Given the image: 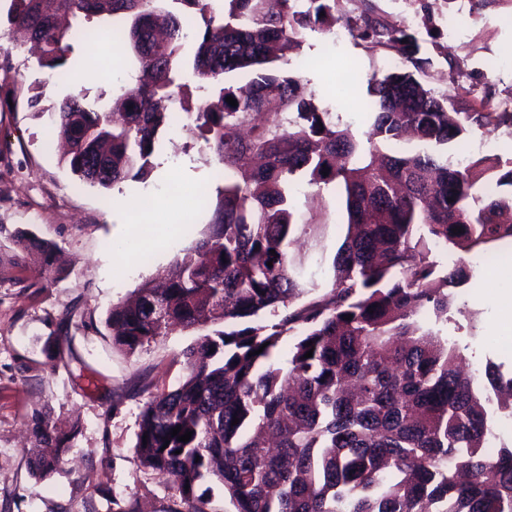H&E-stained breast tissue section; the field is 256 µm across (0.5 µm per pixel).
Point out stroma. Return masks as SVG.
I'll use <instances>...</instances> for the list:
<instances>
[{
	"label": "stroma",
	"mask_w": 512,
	"mask_h": 512,
	"mask_svg": "<svg viewBox=\"0 0 512 512\" xmlns=\"http://www.w3.org/2000/svg\"><path fill=\"white\" fill-rule=\"evenodd\" d=\"M433 33L423 27L421 0H341V10L358 17L372 7L381 18L417 36L421 57L430 61L422 82L448 97L459 112H512V0H430ZM455 23L458 34L449 36ZM339 40L306 31L288 68L333 114L339 127L366 143L367 81L382 75L388 52L373 50L337 23ZM112 55L120 67L104 70L98 57ZM126 48L108 23L92 20L86 41L71 56L68 81H46L30 53L0 52V512H171L170 483L144 470L135 453L139 415L151 393L177 386L182 353L198 338L177 328L134 355L114 346L106 318L112 304L129 296L157 270L168 267L208 229L213 206V168L195 139L180 128L158 145L156 167L143 181L126 180L103 189L82 183L60 159L48 117L27 109L30 89L39 85L52 103L84 93L108 109L120 84L134 81ZM358 74L343 82L345 69ZM512 149V126L472 128L453 157L481 158ZM181 188L171 207L149 212L147 204ZM298 212L323 213L328 224L321 245L332 258L343 241L347 214L333 191L315 195L304 181L293 191ZM165 224L169 238L155 242L119 277L112 241L126 227ZM57 247L52 268L41 265L34 244ZM501 260L475 268L456 290L464 315L446 332L464 348L466 368L483 372L487 362L512 372V350L501 348L512 333V241L491 247ZM46 416L65 440L60 468L37 479L29 472L30 425Z\"/></svg>",
	"instance_id": "1"
}]
</instances>
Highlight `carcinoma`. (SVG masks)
<instances>
[{"label": "carcinoma", "mask_w": 512, "mask_h": 512, "mask_svg": "<svg viewBox=\"0 0 512 512\" xmlns=\"http://www.w3.org/2000/svg\"><path fill=\"white\" fill-rule=\"evenodd\" d=\"M227 2L220 13L213 0H10L7 10L58 82L95 18L112 20L134 56L120 123L80 93L50 106L39 91L28 98L67 143L62 162L103 188L153 171L186 88L180 51L197 44L191 69L202 95L183 120L214 164L208 232L176 256L173 273L145 280L108 316L113 344L129 354L171 327L199 332L178 386L143 405L140 464L173 480L172 512H208L214 485L236 512H512V439L503 437L512 402L502 399L512 374L491 362L479 382L463 371L442 326L472 269L460 261L442 272L430 260L440 247L512 240V156L461 165L443 155L474 127L512 123V113L451 111L417 77L429 63L417 39L366 10L346 20L351 35L390 49L400 65L368 82L364 149L278 65L306 30L333 31L337 0ZM241 70L246 84H226ZM406 134L416 147L384 151ZM297 176L333 186L348 215L330 293L312 295L315 273L291 251L302 236L321 242L326 228L295 210ZM178 425L189 441L171 435ZM33 438L30 470L45 477L64 445L42 418Z\"/></svg>", "instance_id": "1"}]
</instances>
